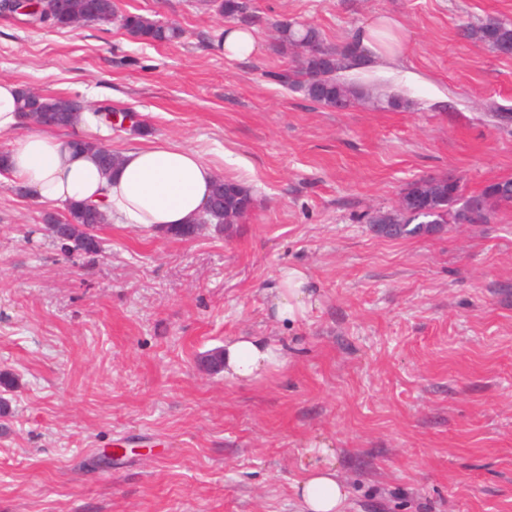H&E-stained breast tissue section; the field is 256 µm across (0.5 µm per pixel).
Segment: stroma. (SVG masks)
Returning a JSON list of instances; mask_svg holds the SVG:
<instances>
[{
	"mask_svg": "<svg viewBox=\"0 0 512 512\" xmlns=\"http://www.w3.org/2000/svg\"><path fill=\"white\" fill-rule=\"evenodd\" d=\"M117 4L181 38L0 14V79L136 113L109 150L190 146L255 203L189 240L108 223L100 252L70 253L44 231L67 208L0 170V512H299L318 438L342 512H512V205L407 239L369 222L419 179L467 197L512 178V58L457 35L512 21V0H252L245 60L217 50L226 21L202 0ZM380 18L402 58L345 71L365 100L338 111L279 83L274 22L341 46ZM288 265L321 290L291 328L267 311ZM239 334L280 341L286 368L238 385L201 364ZM121 21L130 37L145 43L165 44L180 38L182 34L177 27L161 24L142 14H125Z\"/></svg>",
	"mask_w": 512,
	"mask_h": 512,
	"instance_id": "1",
	"label": "stroma"
}]
</instances>
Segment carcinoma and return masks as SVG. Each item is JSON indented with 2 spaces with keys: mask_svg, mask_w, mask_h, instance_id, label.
I'll return each instance as SVG.
<instances>
[{
  "mask_svg": "<svg viewBox=\"0 0 512 512\" xmlns=\"http://www.w3.org/2000/svg\"><path fill=\"white\" fill-rule=\"evenodd\" d=\"M217 14L230 19L249 15L247 0H221L207 3ZM114 0H49L48 11L32 14L38 24H49L65 29L72 21L86 23L109 22L115 16ZM126 33L139 41L165 44L181 36L175 26L164 25L142 14L122 16ZM278 47L291 57L294 67L280 74L284 84L299 87L312 101L330 108L346 106L362 99L363 93L339 77L341 70L360 52L357 44L350 42L334 47L324 43L319 30L311 25H295L288 21L276 24ZM461 35L488 47L492 52L512 57V23L490 18L477 24L462 27ZM86 109L78 98L65 96H40L34 98L26 89L21 90V112L30 115L51 112L56 128L70 125L74 116ZM461 196V185L448 187V178L430 177L409 184L402 192L405 206L391 210H379L369 217L371 224L396 225L393 237L419 236L428 232L430 224L458 223L456 202ZM477 197L485 201L480 223L488 220L490 212L503 205L512 204V179H503L486 185ZM254 199L248 189L233 180L217 179L208 207L196 219L198 224L215 222L230 227L239 222L253 207ZM106 224L104 213L86 204L69 207V218L63 223L48 225L53 238L69 250L74 248L84 254H96L101 250L102 238L96 234ZM201 363L210 371H223L222 348L217 347L201 357Z\"/></svg>",
  "mask_w": 512,
  "mask_h": 512,
  "instance_id": "1",
  "label": "carcinoma"
}]
</instances>
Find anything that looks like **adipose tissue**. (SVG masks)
Returning a JSON list of instances; mask_svg holds the SVG:
<instances>
[{"mask_svg":"<svg viewBox=\"0 0 512 512\" xmlns=\"http://www.w3.org/2000/svg\"><path fill=\"white\" fill-rule=\"evenodd\" d=\"M20 87L0 80V137H10L8 170L13 180L41 203L101 204L108 220L149 231L194 223L217 179L214 166L189 147L164 143L128 149L115 170H104L97 157L109 131L97 114L76 115L68 135L27 128L19 110ZM85 149H75V142ZM319 304L318 288L297 267L280 268L271 302L275 320L291 325ZM282 343L263 336L240 335L223 345L224 375L251 384L284 369ZM318 456L294 486L301 512H339L347 497L328 443L310 446Z\"/></svg>","mask_w":512,"mask_h":512,"instance_id":"obj_1","label":"adipose tissue"}]
</instances>
